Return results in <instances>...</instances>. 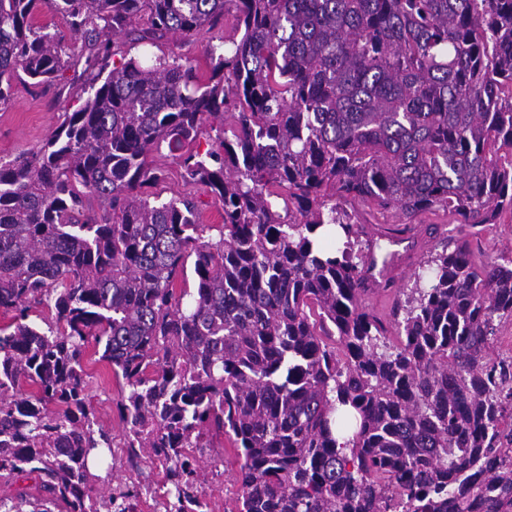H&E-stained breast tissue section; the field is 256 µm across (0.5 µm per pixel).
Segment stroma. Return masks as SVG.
I'll return each instance as SVG.
<instances>
[{
	"mask_svg": "<svg viewBox=\"0 0 512 512\" xmlns=\"http://www.w3.org/2000/svg\"><path fill=\"white\" fill-rule=\"evenodd\" d=\"M231 25L217 23L210 35L197 36L190 41L162 40L158 46L129 43L125 50L129 56L153 57L158 53H176L188 59L199 72H207L205 46L209 39H220L233 35ZM83 80L81 76L69 75L66 84L34 85L20 81L15 86L11 104L0 108V159L10 160L20 154L37 151L46 142L53 130L62 122L65 113L81 106ZM156 163L165 177L151 188L153 195L166 201L171 197L192 193L201 203L200 221L218 225L222 222L223 210L215 204L203 189L189 187L181 177L180 168L168 151L156 156ZM421 233L404 264L393 272L391 288L376 294L372 300L375 310L389 315L398 298L408 294L414 286V274L420 265L440 252L448 238L458 235L460 226L454 216L444 212L426 213L416 219ZM474 252L481 258L497 260L512 257V214L503 215L500 223L491 225L473 245ZM85 369L90 377L89 395L91 404L98 412L105 427L114 438H122L125 432L118 403L121 386L115 379L111 367L100 361L95 347H88L84 359Z\"/></svg>",
	"mask_w": 512,
	"mask_h": 512,
	"instance_id": "stroma-1",
	"label": "stroma"
}]
</instances>
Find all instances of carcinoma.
<instances>
[{
  "mask_svg": "<svg viewBox=\"0 0 512 512\" xmlns=\"http://www.w3.org/2000/svg\"><path fill=\"white\" fill-rule=\"evenodd\" d=\"M230 10L242 37L206 49L204 80L115 49ZM70 70L85 102L0 162V512L112 508L88 466L112 448L91 342L129 388L124 447L169 455L178 499L181 449L214 432L240 457L236 512H512V259L471 247L512 214V0H0V107ZM164 147L221 204L218 239L194 197L151 199ZM349 200L468 229L389 321Z\"/></svg>",
  "mask_w": 512,
  "mask_h": 512,
  "instance_id": "cac0c4a2",
  "label": "carcinoma"
}]
</instances>
